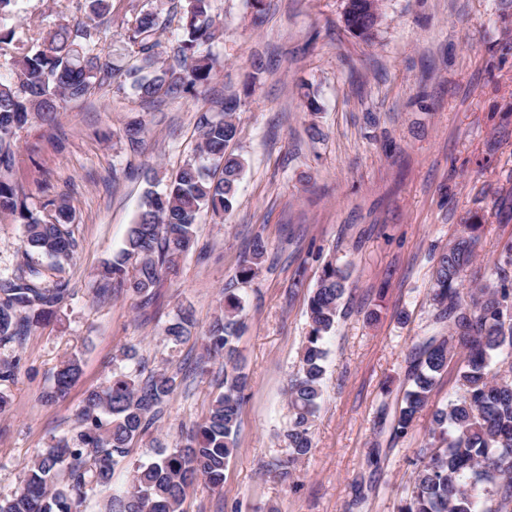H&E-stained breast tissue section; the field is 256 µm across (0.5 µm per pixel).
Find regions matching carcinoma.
<instances>
[{
	"label": "carcinoma",
	"instance_id": "cac0c4a2",
	"mask_svg": "<svg viewBox=\"0 0 512 512\" xmlns=\"http://www.w3.org/2000/svg\"><path fill=\"white\" fill-rule=\"evenodd\" d=\"M18 0H0V44H11L14 29L6 20ZM347 30L369 42L375 28L368 0H349ZM90 18L58 25L23 44L13 56L11 77L0 79V213L23 226L26 247L52 260L51 285L37 265L17 278H0V341L22 343L31 325L54 312L69 293L63 276L79 243L66 224L72 220L65 200H50L42 212L30 209L8 173L14 164L16 131L35 113L54 122L59 103L84 98L92 86L130 87L141 99L160 94H198L209 85L216 59L210 46L216 29L208 14L209 0H171L179 15L183 37L172 47L174 64L161 65L164 48L160 12L142 7L127 23L130 59L114 63L99 47L97 18L111 13L112 0H90ZM235 96L220 102L216 118L202 115L198 155L166 180L161 190L147 189L125 247L102 265L101 296L130 291L148 297L162 275L195 245L196 224L207 210L223 217L232 210L244 160L227 151L239 134ZM477 224L465 225L436 259L430 288L435 322L448 326V335L430 336L408 357V380L397 399L391 421L381 412L379 423H390L401 438L429 404L437 378L460 359L457 391L447 405L433 414L432 442L414 451L411 495L399 512H512V244L504 247L489 277L472 270ZM266 256L257 238L239 277H253ZM478 283L463 300L466 277ZM349 274L329 261L309 299V331L299 367L289 380L287 397L292 414L284 434L285 463L293 465L311 454L310 426L324 396V340L336 330ZM243 301L231 288L224 289V312L204 333V350L197 369L206 372L212 358L224 359V392L210 405L200 426L182 434L173 448L156 449V459L133 467L129 489L103 502V512H185L188 489L199 479L214 487L224 483L236 447L239 413L248 375L236 346L244 327ZM192 326V313L184 308L164 333L181 344ZM81 374L73 355L59 365L44 394L47 403L65 397ZM177 374L168 370L126 372L116 368L112 379L88 391L80 409L79 429L53 439L27 465L21 488L0 498V512H82L87 499L112 484L114 470L129 454L131 445L150 432L161 419L164 403L176 387Z\"/></svg>",
	"mask_w": 512,
	"mask_h": 512
}]
</instances>
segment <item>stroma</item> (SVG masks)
<instances>
[{
	"label": "stroma",
	"instance_id": "1",
	"mask_svg": "<svg viewBox=\"0 0 512 512\" xmlns=\"http://www.w3.org/2000/svg\"><path fill=\"white\" fill-rule=\"evenodd\" d=\"M345 3L210 0L218 65L205 94L145 104L97 86L63 102L56 124L34 115L17 132L12 179L30 207L49 193L67 201L79 247L65 267L70 293L54 315L22 343H0V359L18 363L15 379L0 382L9 401L0 412V495L77 426L86 393L111 377L124 348L178 378L161 420L117 467L113 490L156 448L174 447L203 422L224 390V365L210 361L203 374L194 367L228 287L244 300L237 346L249 387L222 489L197 481L186 512H398L410 495L414 451L431 440L434 408L455 392L456 364L406 437L393 439L378 420L408 385L413 346L441 333L429 297L435 258L468 224L480 227L482 270L512 242V0H383L368 43L346 30ZM86 13V0H19L9 25L26 41ZM305 84L317 111L302 100ZM228 95L240 99L230 149L246 160L233 210L222 219L202 214L193 250L149 304L132 293L98 298L102 263L122 247L148 178L192 158L201 114ZM135 121L142 143L133 152L124 129ZM257 235L265 261L239 280ZM329 260L348 268L351 294L325 340L313 451L284 477L288 380ZM28 264L21 225L0 216V276ZM185 307L195 326L174 347L164 329ZM72 355L79 378L64 400L45 403L57 366Z\"/></svg>",
	"mask_w": 512,
	"mask_h": 512
}]
</instances>
